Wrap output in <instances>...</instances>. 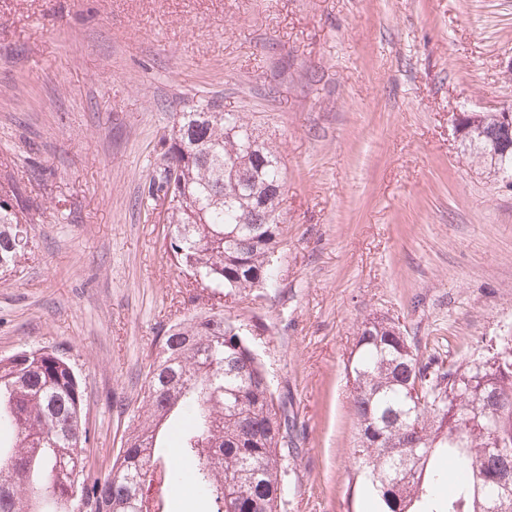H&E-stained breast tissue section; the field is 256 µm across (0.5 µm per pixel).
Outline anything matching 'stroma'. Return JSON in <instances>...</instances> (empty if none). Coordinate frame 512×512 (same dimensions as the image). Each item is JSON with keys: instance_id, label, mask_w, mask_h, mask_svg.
Here are the masks:
<instances>
[{"instance_id": "stroma-1", "label": "stroma", "mask_w": 512, "mask_h": 512, "mask_svg": "<svg viewBox=\"0 0 512 512\" xmlns=\"http://www.w3.org/2000/svg\"><path fill=\"white\" fill-rule=\"evenodd\" d=\"M218 99L286 165L276 287L224 296L296 446L281 512H374L348 361L365 318L424 355L512 332V186L457 113L512 110V0H0V184L30 242L0 357L68 358L103 480L156 338L198 312L147 200L180 113Z\"/></svg>"}]
</instances>
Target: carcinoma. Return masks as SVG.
Returning <instances> with one entry per match:
<instances>
[{
    "mask_svg": "<svg viewBox=\"0 0 512 512\" xmlns=\"http://www.w3.org/2000/svg\"><path fill=\"white\" fill-rule=\"evenodd\" d=\"M469 149L512 174L503 113L469 112ZM285 164L272 142L243 118L206 100L184 112L148 199L177 200L167 216L178 268L196 271L214 293L250 292L274 283ZM20 193L0 194V270L12 269L28 242ZM387 317L362 322L349 364L359 448L354 464L380 512H484L498 494L495 475L512 472V453L489 452L483 411L512 449V336L478 358L424 357ZM418 384L421 401L407 398ZM84 390L71 363L46 348L0 358V512H167L191 466L209 512H278L286 491L288 443L272 432L283 401L224 312L211 306L175 322L158 339L145 377L144 404L128 426L106 480L85 473L91 430ZM182 423L181 465L161 461L164 430ZM248 466L256 481L239 483Z\"/></svg>",
    "mask_w": 512,
    "mask_h": 512,
    "instance_id": "obj_1",
    "label": "carcinoma"
}]
</instances>
